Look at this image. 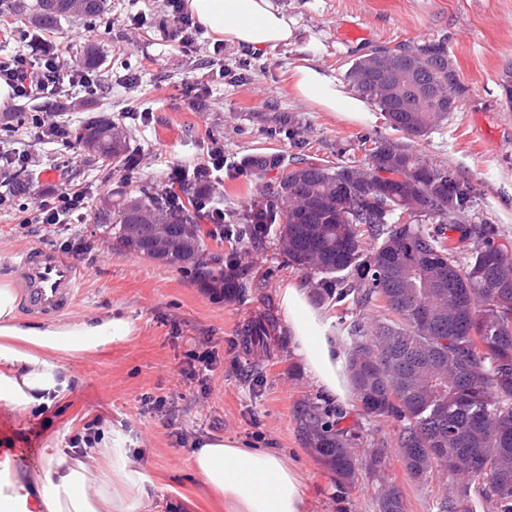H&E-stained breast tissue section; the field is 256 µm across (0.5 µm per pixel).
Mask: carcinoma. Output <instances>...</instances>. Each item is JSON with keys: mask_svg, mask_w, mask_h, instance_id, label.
Instances as JSON below:
<instances>
[{"mask_svg": "<svg viewBox=\"0 0 512 512\" xmlns=\"http://www.w3.org/2000/svg\"><path fill=\"white\" fill-rule=\"evenodd\" d=\"M110 0H14L15 23L40 33L56 31L71 15L99 17ZM76 64L99 70L106 57L89 47ZM346 77L409 137L427 135L457 111L465 87L448 58L444 39L414 48L398 46L356 58ZM75 148L104 160L129 152L112 119L87 118L74 132L62 130ZM258 175L281 176L271 202H257L224 222L232 248L208 250L194 229L196 210L175 205L166 191L144 186L130 199H107L90 220L121 247L188 269L203 287L226 299L248 295L252 281L240 269L235 245L263 246L279 225L288 261L321 275L317 294L351 298L363 308L382 301L392 317L371 331L352 328L347 356L361 411L398 422L397 448L407 473L425 480L439 468L451 480V495L437 512H473L478 499L512 512V255L496 243L490 224H462L474 207V187L449 168L379 144L362 165L321 166L299 156H251ZM12 195H27L33 174L9 177ZM482 246L459 261L471 238ZM377 242L364 255L366 239ZM446 272L445 285L418 286L414 272ZM274 321L251 324L250 342L265 347ZM306 444L349 484L366 474L380 480L378 512H405L401 491L381 482L387 451L358 457L353 435L340 416L315 403L297 407Z\"/></svg>", "mask_w": 512, "mask_h": 512, "instance_id": "1", "label": "carcinoma"}]
</instances>
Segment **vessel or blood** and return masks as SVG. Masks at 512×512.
I'll list each match as a JSON object with an SVG mask.
<instances>
[{"instance_id": "b4317fda", "label": "vessel or blood", "mask_w": 512, "mask_h": 512, "mask_svg": "<svg viewBox=\"0 0 512 512\" xmlns=\"http://www.w3.org/2000/svg\"><path fill=\"white\" fill-rule=\"evenodd\" d=\"M19 271L22 298L27 311L41 318H51L71 310L80 295L81 268L45 249L23 252Z\"/></svg>"}]
</instances>
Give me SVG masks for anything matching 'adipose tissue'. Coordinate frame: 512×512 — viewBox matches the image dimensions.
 Here are the masks:
<instances>
[{
    "label": "adipose tissue",
    "mask_w": 512,
    "mask_h": 512,
    "mask_svg": "<svg viewBox=\"0 0 512 512\" xmlns=\"http://www.w3.org/2000/svg\"><path fill=\"white\" fill-rule=\"evenodd\" d=\"M196 22L225 42L256 50L291 44L296 22L273 0H186ZM296 95L321 110L358 123L374 122L366 102L312 60L289 69ZM291 350L315 385L336 403L348 404L352 388L331 320L314 307L296 281L279 290ZM134 325L121 316L24 323L10 281L0 280V407L18 424L63 399L70 388L67 360L127 340ZM128 433L106 430L86 458L58 442L25 461L10 441L0 442V512H139L151 479L132 467ZM192 468L224 500L225 512H307L304 479L285 455L245 447L234 438L204 440L191 454Z\"/></svg>",
    "instance_id": "adipose-tissue-1"
}]
</instances>
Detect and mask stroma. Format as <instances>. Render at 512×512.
Segmentation results:
<instances>
[{"mask_svg":"<svg viewBox=\"0 0 512 512\" xmlns=\"http://www.w3.org/2000/svg\"><path fill=\"white\" fill-rule=\"evenodd\" d=\"M111 2L105 16L62 20L47 38L50 51L67 59H79L91 45L107 56L91 84L74 77L53 98H20L10 116L0 115V124L9 125L0 131V149L28 153L41 185L83 189L95 206L117 190L135 196L143 186H165L166 175L162 167L145 164L129 177L121 162H102L35 136L28 127L34 113L73 129L89 116H110L134 152L160 153L176 163H197L213 142L223 143L230 165L219 203L228 215L243 212L276 180L275 174L261 177L243 167L249 156L298 154L349 164L383 142L470 182L477 200L468 223L494 225L497 242L512 247V106L499 88L504 68L512 64V0H274L297 22L294 44L255 52L228 43L218 53L207 32L177 52L181 32L156 0ZM352 26L362 28L364 37L347 39ZM439 37L448 40L466 93L458 112L421 138L394 129L384 112H376L374 123L359 125L320 111L288 87V68L303 56L342 83L351 61L376 48L413 47ZM191 84L212 88L205 106L187 100L183 89ZM31 210L28 196H11L0 205V279L18 282L24 248L56 252L68 240L90 243L91 252L79 262L82 292L69 319L117 314L132 321L135 331L106 350L68 360L69 393L26 426H14L0 412V437L13 436L19 450L51 440L65 446L97 420L129 433L131 460L155 483L149 512H224L223 500L196 476L190 458L194 441L231 437L293 460L307 482L309 512H375L376 480L340 483L298 432L296 404H323L327 398L291 354L277 293L293 280L316 288L319 277L289 263L277 237L258 250L240 246L255 287L248 297L229 301L210 294L189 271L117 247L89 220L25 227L22 220ZM318 306L330 317L344 355L352 347L354 324L369 328L385 316L383 308L361 310L348 300L325 299ZM267 314L278 320L269 353L246 351V324ZM207 341L218 353L216 369L203 385L184 379L185 352ZM148 395L172 404L175 424L145 405ZM341 413L343 426L358 434L355 454L387 448L384 480L401 490L405 512H436L437 500L451 489L447 475L437 470L424 481L410 478L396 448V422L362 415L356 401ZM180 432L188 444H177Z\"/></svg>","mask_w":512,"mask_h":512,"instance_id":"35a3bbf8","label":"stroma"}]
</instances>
